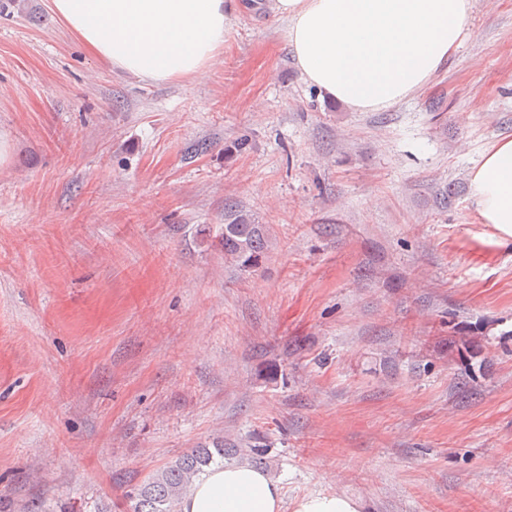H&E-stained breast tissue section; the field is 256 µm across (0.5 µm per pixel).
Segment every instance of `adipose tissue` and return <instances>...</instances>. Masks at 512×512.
<instances>
[{
    "mask_svg": "<svg viewBox=\"0 0 512 512\" xmlns=\"http://www.w3.org/2000/svg\"><path fill=\"white\" fill-rule=\"evenodd\" d=\"M95 56L162 82L203 78L224 45V0H51ZM471 0H274L307 82L357 112L387 110L426 86L456 49ZM480 223L512 236V138L497 139L470 179ZM311 494L285 507L266 472L228 463L200 476L180 512H362Z\"/></svg>",
    "mask_w": 512,
    "mask_h": 512,
    "instance_id": "ef3b65f1",
    "label": "adipose tissue"
}]
</instances>
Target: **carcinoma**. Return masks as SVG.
<instances>
[{
    "label": "carcinoma",
    "instance_id": "obj_1",
    "mask_svg": "<svg viewBox=\"0 0 512 512\" xmlns=\"http://www.w3.org/2000/svg\"><path fill=\"white\" fill-rule=\"evenodd\" d=\"M264 234L265 225L256 223L253 215L231 206L224 209V225L218 235L224 257L244 268L253 267L264 247ZM239 452L241 449L222 439L214 442L211 449H192L127 494L129 512H178L195 478L215 464L216 458Z\"/></svg>",
    "mask_w": 512,
    "mask_h": 512
}]
</instances>
